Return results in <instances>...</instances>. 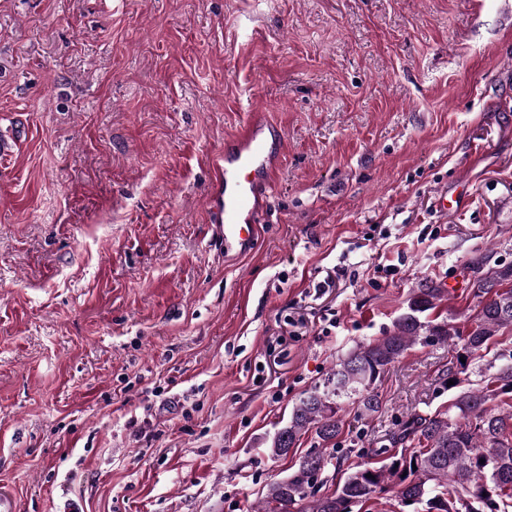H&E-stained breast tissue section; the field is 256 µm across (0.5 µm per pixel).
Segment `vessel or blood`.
Instances as JSON below:
<instances>
[{
    "label": "vessel or blood",
    "mask_w": 512,
    "mask_h": 512,
    "mask_svg": "<svg viewBox=\"0 0 512 512\" xmlns=\"http://www.w3.org/2000/svg\"><path fill=\"white\" fill-rule=\"evenodd\" d=\"M274 126L251 120L240 137L226 142L210 189L209 217L216 224L225 253L252 250L256 228L263 223L284 140Z\"/></svg>",
    "instance_id": "vessel-or-blood-1"
}]
</instances>
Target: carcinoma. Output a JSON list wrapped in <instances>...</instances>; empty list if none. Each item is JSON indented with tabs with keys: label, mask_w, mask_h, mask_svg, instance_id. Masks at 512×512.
I'll return each mask as SVG.
<instances>
[{
	"label": "carcinoma",
	"mask_w": 512,
	"mask_h": 512,
	"mask_svg": "<svg viewBox=\"0 0 512 512\" xmlns=\"http://www.w3.org/2000/svg\"><path fill=\"white\" fill-rule=\"evenodd\" d=\"M466 287L478 299L473 321L462 328L428 319L447 289L423 285L408 300L393 330L357 344L293 405L288 423L277 430L267 451L285 457L300 437L314 434L319 447L302 456L287 477L271 482L254 512H350L388 493L402 507L424 512H512V349H502L482 366L476 360L512 331V264L489 253L470 259ZM438 343L455 351L446 379L453 392L445 411L414 412L373 450L382 464H357L334 491L319 493L318 475L332 464L326 453L343 434L345 405L371 417L380 409L375 383L417 343ZM476 379H470V376ZM371 477H366V474Z\"/></svg>",
	"instance_id": "carcinoma-1"
}]
</instances>
